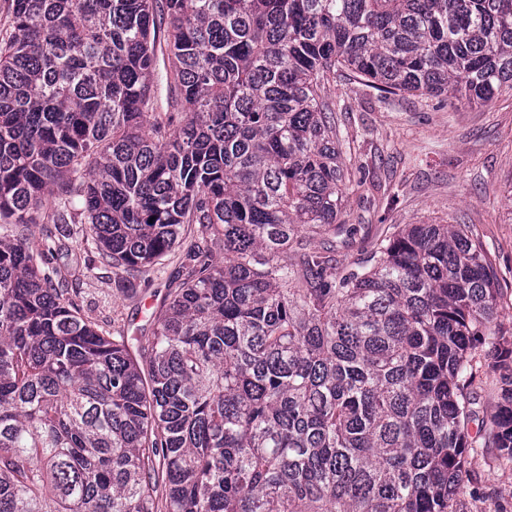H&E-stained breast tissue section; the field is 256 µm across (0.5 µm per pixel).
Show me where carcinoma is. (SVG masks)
<instances>
[{
    "label": "carcinoma",
    "instance_id": "obj_1",
    "mask_svg": "<svg viewBox=\"0 0 512 512\" xmlns=\"http://www.w3.org/2000/svg\"><path fill=\"white\" fill-rule=\"evenodd\" d=\"M8 12L0 512H455L474 445L512 465V341L482 243L398 225L336 272L356 228L325 97L348 71L384 98L492 100L512 89V0ZM72 224L127 284L190 228L148 345L73 300ZM480 346L503 371L483 417Z\"/></svg>",
    "mask_w": 512,
    "mask_h": 512
}]
</instances>
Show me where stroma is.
<instances>
[{"label": "stroma", "instance_id": "obj_1", "mask_svg": "<svg viewBox=\"0 0 512 512\" xmlns=\"http://www.w3.org/2000/svg\"><path fill=\"white\" fill-rule=\"evenodd\" d=\"M327 96L339 107L347 165L345 221L357 225V245L336 254L344 268L393 224H462L482 242L497 274L503 309L496 330L512 339V90L482 105H442L426 96L381 99L352 74L337 75ZM70 270L82 281V313L101 329L151 336V313L183 277L181 250L148 268L136 293L117 288L92 238L75 234ZM492 448L475 449L474 473L457 512H512V470Z\"/></svg>", "mask_w": 512, "mask_h": 512}]
</instances>
